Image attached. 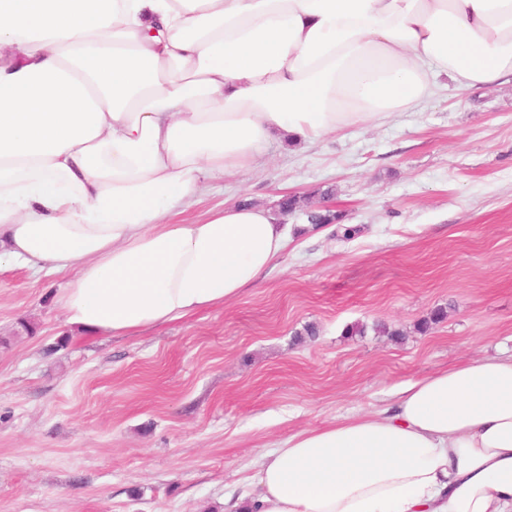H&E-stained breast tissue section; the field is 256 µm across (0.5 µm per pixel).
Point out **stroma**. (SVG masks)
Segmentation results:
<instances>
[{"label": "stroma", "mask_w": 512, "mask_h": 512, "mask_svg": "<svg viewBox=\"0 0 512 512\" xmlns=\"http://www.w3.org/2000/svg\"><path fill=\"white\" fill-rule=\"evenodd\" d=\"M292 195L358 234L280 216L287 249L237 300L128 336L67 325L69 274L0 272V512H224L289 435L512 354L511 82L271 142L180 220Z\"/></svg>", "instance_id": "obj_1"}]
</instances>
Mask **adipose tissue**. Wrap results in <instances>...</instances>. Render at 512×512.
I'll return each mask as SVG.
<instances>
[{"label":"adipose tissue","mask_w":512,"mask_h":512,"mask_svg":"<svg viewBox=\"0 0 512 512\" xmlns=\"http://www.w3.org/2000/svg\"><path fill=\"white\" fill-rule=\"evenodd\" d=\"M512 81V0H0V269L75 276L69 325L224 305L286 249L266 209L177 215L273 134L315 142ZM224 512H512V356L262 454Z\"/></svg>","instance_id":"adipose-tissue-1"}]
</instances>
